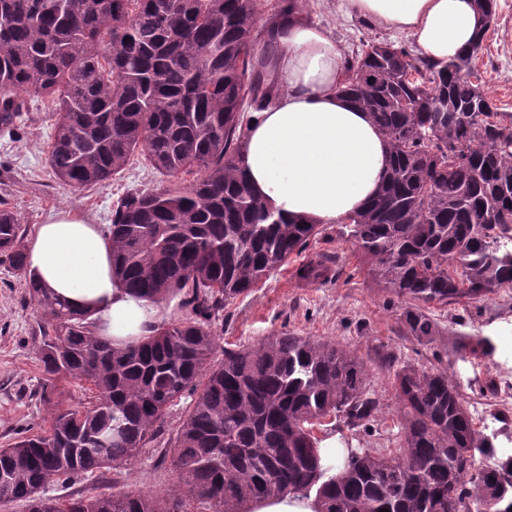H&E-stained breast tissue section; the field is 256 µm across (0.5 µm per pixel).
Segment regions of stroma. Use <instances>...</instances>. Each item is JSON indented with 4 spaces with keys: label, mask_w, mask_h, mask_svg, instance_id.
<instances>
[{
    "label": "stroma",
    "mask_w": 512,
    "mask_h": 512,
    "mask_svg": "<svg viewBox=\"0 0 512 512\" xmlns=\"http://www.w3.org/2000/svg\"><path fill=\"white\" fill-rule=\"evenodd\" d=\"M497 22L487 35L486 49L476 61L483 85L512 115V0H496ZM339 0H301L306 21L328 27L344 57L359 52L363 44L387 40L411 46L405 35H393L368 18L347 16ZM52 120L47 112L30 113L24 125L7 135L0 133V205L18 217L25 238H32L49 216L72 210L88 223H110L112 210L123 195L135 191L160 192L169 185L144 156L133 157L126 169L101 185L83 190L64 186L47 164ZM317 241L256 287L227 302L212 323L220 348L234 349L281 332L315 336L357 348L369 366L367 390L379 401L374 419L354 429L334 421L316 427L319 439L343 432L351 447L380 449L393 445L399 435L392 378L386 361L422 369L445 368L453 372L472 417L487 413L498 429L496 459L512 455V389L490 394L488 382L512 376V291H500L479 302L461 301L431 308L440 334L424 346L407 336L400 320L401 299L384 291L368 275L351 244L324 224ZM324 259L325 280L304 284L293 272L308 260ZM41 317L31 302L23 272L0 265V447L23 431L47 427L50 407L39 399L42 371L38 361ZM464 336H491L493 357L460 358L455 346ZM191 402L182 397L159 422L156 436L135 462L87 475L48 490L67 498L107 482L116 492H143L186 499L187 494L161 456L175 436Z\"/></svg>",
    "instance_id": "35a3bbf8"
}]
</instances>
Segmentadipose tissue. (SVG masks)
I'll return each instance as SVG.
<instances>
[{"mask_svg":"<svg viewBox=\"0 0 512 512\" xmlns=\"http://www.w3.org/2000/svg\"><path fill=\"white\" fill-rule=\"evenodd\" d=\"M361 15L411 37L420 54L444 63L476 40L474 0H341ZM274 69L287 89L251 113L240 166L250 189L274 212L333 224L378 192L388 164L385 138L368 113L338 92L342 50L327 28L305 20L275 32ZM39 284L77 310L93 314L97 332L129 344L150 336L176 308L131 295L112 277L108 230L63 211L39 225L25 251Z\"/></svg>","mask_w":512,"mask_h":512,"instance_id":"obj_1","label":"adipose tissue"}]
</instances>
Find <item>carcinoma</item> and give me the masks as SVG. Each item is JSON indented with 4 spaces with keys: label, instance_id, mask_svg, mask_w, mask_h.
Segmentation results:
<instances>
[{
    "label": "carcinoma",
    "instance_id": "cac0c4a2",
    "mask_svg": "<svg viewBox=\"0 0 512 512\" xmlns=\"http://www.w3.org/2000/svg\"><path fill=\"white\" fill-rule=\"evenodd\" d=\"M258 0H0V130L52 109L47 163L63 185L96 186L137 154L170 185L113 209L112 276L132 294L181 297L185 317L136 344L114 346L77 311L26 276L43 320L40 399L48 428L0 448V505L27 512H187L110 487L46 495L83 474L131 463L157 423L192 397L165 449L181 485L206 512L315 492L318 512H499L512 501L502 473L476 467L496 435L476 427L455 375L404 365L390 371L397 446L348 449L323 464L313 429L336 417L370 421L369 368L358 351L282 333L224 351L212 319L317 238L318 225L276 214L239 166L244 106L260 112L281 92L260 54ZM474 45L435 64L392 42H371L344 66L339 93L370 113L389 146L378 194L341 221L376 284L406 302L401 323L418 342L440 335L429 311L512 288V122L481 85ZM200 176L184 187L179 175ZM23 230L0 209V263L22 270ZM318 261L297 268L315 281ZM456 350L489 357L488 336ZM95 390L82 410L53 403L61 380Z\"/></svg>",
    "mask_w": 512,
    "mask_h": 512
}]
</instances>
